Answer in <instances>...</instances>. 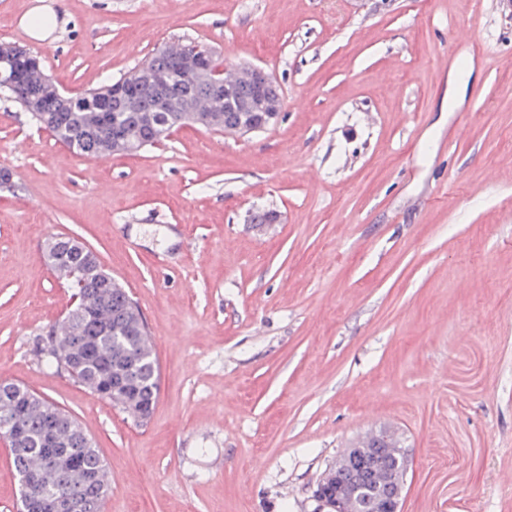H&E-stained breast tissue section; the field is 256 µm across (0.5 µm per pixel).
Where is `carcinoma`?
<instances>
[{"mask_svg":"<svg viewBox=\"0 0 512 512\" xmlns=\"http://www.w3.org/2000/svg\"><path fill=\"white\" fill-rule=\"evenodd\" d=\"M213 89L207 85L191 87L173 82L165 101L167 106L190 95L208 98ZM99 89L70 97V111H62L54 97L41 98V109L30 113L32 120L49 129L55 138L74 154L86 158L112 155V139L128 133L137 150L158 143L173 129L194 125L184 112L165 113L164 124L149 120L162 103L150 97L140 99V111L127 112L124 100L112 98L110 111L98 112ZM40 94V90L18 82L4 95L20 107ZM255 88L243 84L236 91V103L220 113L216 130L259 122L261 112H246ZM48 265L59 274L68 288L79 295V303L46 332L47 345L38 350L41 361L53 370L60 361L72 364L70 378L91 393L120 406L131 417L150 414L159 388V365L149 334L131 314V297L101 265L97 256L74 237L54 238L47 246ZM83 332L94 337L90 350L71 348L72 336ZM8 411L25 431L27 441L10 449L11 466L17 478L41 468L45 453L58 450L74 457L75 470L62 474L36 490L44 498L78 493L84 499L85 512H101L110 492L108 467L94 441L71 415L24 385L0 382V413ZM381 442L388 449L383 458L369 457L364 462V489L359 500L371 496L377 486L403 482L404 472L394 469L401 456L400 439L395 431L383 428L360 440L356 447L372 448Z\"/></svg>","mask_w":512,"mask_h":512,"instance_id":"carcinoma-1","label":"carcinoma"}]
</instances>
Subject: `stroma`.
Instances as JSON below:
<instances>
[{
	"mask_svg": "<svg viewBox=\"0 0 512 512\" xmlns=\"http://www.w3.org/2000/svg\"><path fill=\"white\" fill-rule=\"evenodd\" d=\"M40 1L65 19L46 41L20 23ZM177 40L272 73L283 118L103 162L0 97V380L90 434L103 512H315L384 426L408 458L400 512H512V0H0V42L72 94ZM457 45L484 59L452 108ZM60 234L146 320L144 424L36 356L72 306L43 258Z\"/></svg>",
	"mask_w": 512,
	"mask_h": 512,
	"instance_id": "obj_1",
	"label": "stroma"
}]
</instances>
